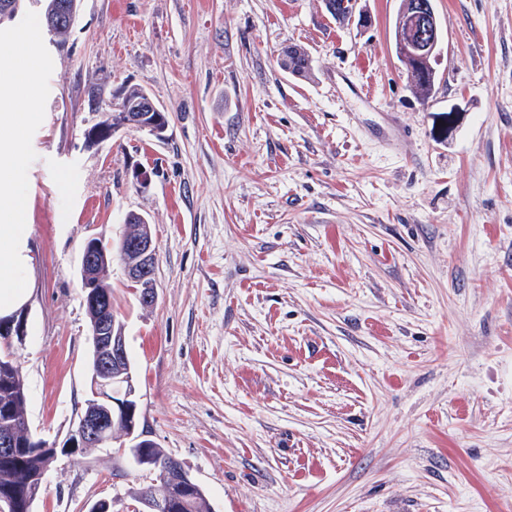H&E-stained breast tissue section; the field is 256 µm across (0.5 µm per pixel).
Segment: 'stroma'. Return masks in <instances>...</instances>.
<instances>
[{"label": "stroma", "mask_w": 512, "mask_h": 512, "mask_svg": "<svg viewBox=\"0 0 512 512\" xmlns=\"http://www.w3.org/2000/svg\"><path fill=\"white\" fill-rule=\"evenodd\" d=\"M427 100L397 60L399 0H81L32 138L29 421L57 455L33 512H135L118 447L64 443L90 381L79 267L149 222L158 298L120 260L112 312L138 429L214 512H512V0H434ZM307 49L308 77L279 66ZM368 85L367 107L351 90ZM164 136L88 130L125 88ZM396 113L402 150L367 128Z\"/></svg>", "instance_id": "stroma-1"}]
</instances>
